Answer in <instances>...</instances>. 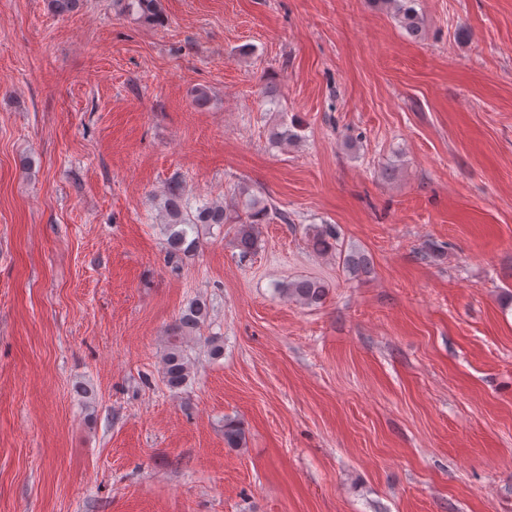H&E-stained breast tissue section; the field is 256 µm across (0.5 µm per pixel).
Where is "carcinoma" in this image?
I'll return each mask as SVG.
<instances>
[{"instance_id": "carcinoma-1", "label": "carcinoma", "mask_w": 512, "mask_h": 512, "mask_svg": "<svg viewBox=\"0 0 512 512\" xmlns=\"http://www.w3.org/2000/svg\"><path fill=\"white\" fill-rule=\"evenodd\" d=\"M394 10L401 26L409 35L417 37L421 33L420 16L414 7L417 0H383ZM120 6L119 14L127 17L138 16L150 21H161L157 9V0H116ZM272 142L281 145L294 143L298 134L286 123H280L271 132ZM239 200L227 207L222 202H206L194 207L185 196L184 188L178 182L167 187L164 210L168 223L166 228V253L171 261L194 252L199 239L191 237L201 224H233L237 248L245 258L257 248L256 226L268 224L277 219L288 223V213L276 208L268 200L251 193L243 186L238 191ZM313 249L323 255L337 250L335 228L326 225L314 228L310 234ZM279 293L288 300L305 305H316L326 295L325 284L316 278H304L282 284ZM208 318L206 304L196 299L183 310L171 336L168 337L166 351L162 360L161 380L171 391L186 387L193 373V362L188 353V343L197 339ZM246 444L245 431L236 420L224 421V445L228 448H241Z\"/></svg>"}]
</instances>
